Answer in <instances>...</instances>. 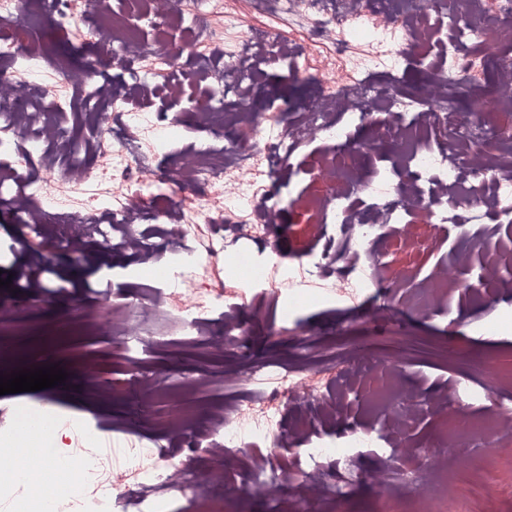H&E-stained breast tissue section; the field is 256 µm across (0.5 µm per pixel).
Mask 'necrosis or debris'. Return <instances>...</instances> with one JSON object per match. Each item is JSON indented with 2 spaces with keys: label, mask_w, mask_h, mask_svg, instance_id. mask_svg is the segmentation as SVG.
<instances>
[{
  "label": "necrosis or debris",
  "mask_w": 512,
  "mask_h": 512,
  "mask_svg": "<svg viewBox=\"0 0 512 512\" xmlns=\"http://www.w3.org/2000/svg\"><path fill=\"white\" fill-rule=\"evenodd\" d=\"M251 25L223 0H0V73L24 86L0 94V204L24 206L28 229L52 230L67 244L89 241L101 250L132 245L145 278L161 281L153 296L123 294L113 305L112 330L139 363L155 337L125 332L126 323L176 304L175 287H193L181 341L208 336L235 348L249 334L238 312L245 297L240 274L259 284L272 305L291 306L306 295L376 303L390 295L405 272L385 260L389 247L408 236L431 235L442 224L474 227V247L512 223V57L496 46L512 44V0H245ZM88 22L80 53L105 52L113 73L99 82L80 78L70 57L51 43L22 45L25 28L42 17L60 26ZM192 47L187 57L160 50L170 30ZM326 60L351 62L342 80L325 79ZM278 67L285 79L318 89L314 102L252 110L257 77ZM415 72L409 81L407 72ZM199 94L190 115L161 111L185 89ZM91 110L97 123L67 150L64 111ZM326 147L316 160L320 187L309 199L307 222L317 253L295 265L254 260L249 246H271L282 189L300 176L291 158L311 135ZM172 164L145 182L146 164L159 156ZM120 186L100 197L99 184ZM223 194H214L215 186ZM223 270L224 285L206 277ZM303 344L288 363L250 362L247 396L230 402L223 417L195 425L191 409L176 418L174 443L127 449L120 478H104L92 448L100 438L86 425L91 451L77 483L56 487L47 512H161L171 497L197 502L202 512L228 491L258 490L281 482L288 512H321L328 500L346 498L359 477L349 449L384 443L396 457L381 472V487L420 493L431 481L434 512H446L448 472L434 470L412 430L427 406L445 413L437 447H461L482 435L481 480L497 484L512 466V415L481 418L461 409L470 382L487 376V358L469 360L465 383L444 392L416 388L401 405L389 361L369 351L313 359ZM360 397L386 410L373 432L330 430L335 405ZM194 430H187V423ZM256 455L240 459L242 445ZM293 447L290 456L275 455ZM204 467L210 486L184 477Z\"/></svg>",
  "instance_id": "obj_1"
}]
</instances>
